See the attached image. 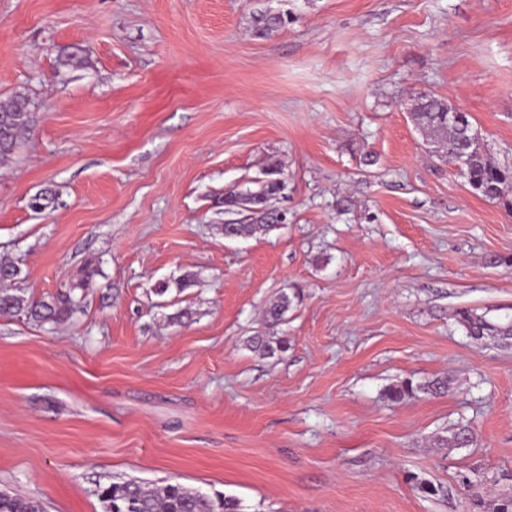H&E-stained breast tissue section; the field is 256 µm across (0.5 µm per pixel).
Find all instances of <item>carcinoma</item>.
<instances>
[{"label":"carcinoma","mask_w":512,"mask_h":512,"mask_svg":"<svg viewBox=\"0 0 512 512\" xmlns=\"http://www.w3.org/2000/svg\"><path fill=\"white\" fill-rule=\"evenodd\" d=\"M289 20L290 16L281 13L261 14L254 18V32L265 37ZM29 101V95L17 94L10 102L0 105V160L12 158L21 139L31 130L34 113L26 111ZM412 118L418 128L435 136L438 142L448 147V163L456 162L459 157L463 159L462 172L476 194L499 202L512 215V198H507L505 194V190L512 186V168L500 167L491 161L467 113L450 112L446 100L432 94H422ZM278 174L280 170L277 167L268 168L265 187L257 194L248 197L235 191L224 194L226 210L240 208L249 212L247 218L250 223L234 225L236 236L243 237L258 230H268L277 224L278 210L269 205V200L283 188L282 181L277 178ZM292 303L293 299L289 295L279 296L265 309L267 323L278 325ZM76 306L77 301L69 294L56 303L34 301L9 288L0 289V316L24 315L40 323L55 324L72 314ZM251 347L271 356L287 351L288 338L256 336L251 340ZM446 389V382L435 380L416 387L410 384L393 386L388 389L387 396L392 401H398L415 390L440 395ZM98 495L105 512H111L112 504L118 500L126 504L124 512H240L239 502L232 497L213 499L178 483L148 488L133 480L117 481L99 486ZM0 512H43V507L36 499L12 495L0 499Z\"/></svg>","instance_id":"carcinoma-1"}]
</instances>
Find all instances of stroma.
Returning a JSON list of instances; mask_svg holds the SVG:
<instances>
[{
	"instance_id": "1",
	"label": "stroma",
	"mask_w": 512,
	"mask_h": 512,
	"mask_svg": "<svg viewBox=\"0 0 512 512\" xmlns=\"http://www.w3.org/2000/svg\"><path fill=\"white\" fill-rule=\"evenodd\" d=\"M263 13L292 20L259 37ZM421 92L512 166V0H0V102L38 104L0 164V259L35 300L90 279L59 324L0 316V490L45 512H104L128 479L241 512L511 500L512 217L413 124ZM273 164L287 224L225 238L247 221L225 193ZM272 335L286 353L251 348Z\"/></svg>"
}]
</instances>
